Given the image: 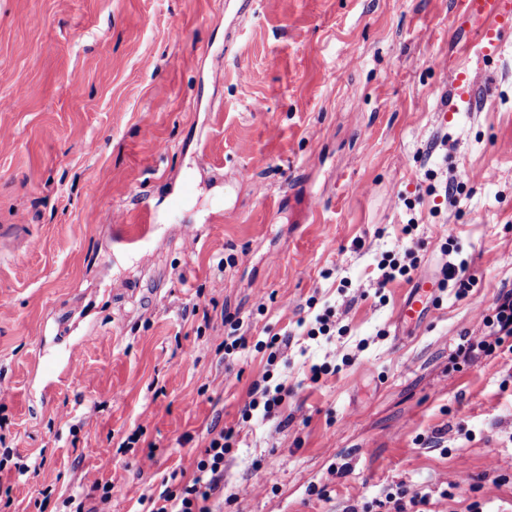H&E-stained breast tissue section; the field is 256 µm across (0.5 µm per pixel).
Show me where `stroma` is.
Wrapping results in <instances>:
<instances>
[{"mask_svg":"<svg viewBox=\"0 0 512 512\" xmlns=\"http://www.w3.org/2000/svg\"><path fill=\"white\" fill-rule=\"evenodd\" d=\"M0 0V434L38 470L0 471L7 512H141L238 431L223 512H340L382 488H449L435 512L512 507V352L455 357L512 285V32L474 75L444 66L453 0ZM197 189L170 201L184 176ZM459 189L456 204L441 192ZM150 215L161 249L119 241ZM416 230L405 235L408 220ZM408 278L379 285L384 252ZM467 260L422 323L398 322L421 279ZM335 307L339 335L300 319ZM248 339L225 357L232 322ZM47 402L40 337L80 342ZM292 334L275 417L241 410ZM329 374L311 381L312 365ZM144 429L146 446L115 453ZM442 433L440 445L425 442ZM465 262L461 261L459 265H448V268L444 270V279L441 282V288H445L448 286V282L451 281L453 283L454 288H456L455 295L456 297H463L468 294L470 288L473 285V279L470 277H465L463 274L465 270Z\"/></svg>","mask_w":512,"mask_h":512,"instance_id":"1","label":"stroma"}]
</instances>
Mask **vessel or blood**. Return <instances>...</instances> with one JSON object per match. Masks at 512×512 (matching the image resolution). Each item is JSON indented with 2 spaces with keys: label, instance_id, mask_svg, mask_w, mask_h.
Listing matches in <instances>:
<instances>
[{
  "label": "vessel or blood",
  "instance_id": "1",
  "mask_svg": "<svg viewBox=\"0 0 512 512\" xmlns=\"http://www.w3.org/2000/svg\"><path fill=\"white\" fill-rule=\"evenodd\" d=\"M454 11L457 39L475 48L478 66L487 65L505 33L512 31V0H454ZM433 303L428 289H414L404 301L399 318L421 321Z\"/></svg>",
  "mask_w": 512,
  "mask_h": 512
}]
</instances>
